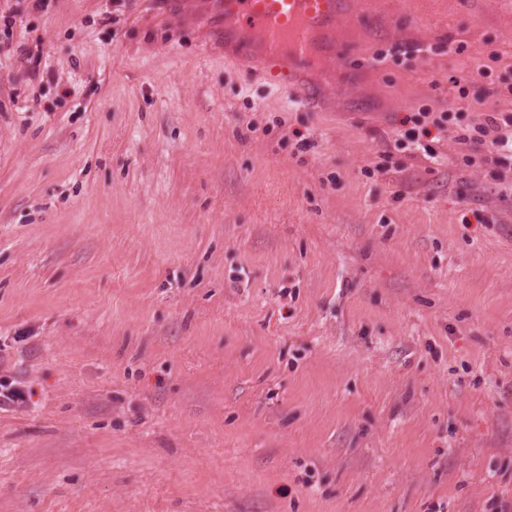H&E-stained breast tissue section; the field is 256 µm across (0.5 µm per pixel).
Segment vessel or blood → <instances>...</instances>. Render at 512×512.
Here are the masks:
<instances>
[{
    "label": "vessel or blood",
    "mask_w": 512,
    "mask_h": 512,
    "mask_svg": "<svg viewBox=\"0 0 512 512\" xmlns=\"http://www.w3.org/2000/svg\"><path fill=\"white\" fill-rule=\"evenodd\" d=\"M213 10L223 20L216 35L223 39L227 57L285 63L286 82L315 108L324 103L321 90L311 81L319 60L335 59L339 83L357 79L343 61L341 20L354 12L378 16L376 0H214Z\"/></svg>",
    "instance_id": "obj_1"
}]
</instances>
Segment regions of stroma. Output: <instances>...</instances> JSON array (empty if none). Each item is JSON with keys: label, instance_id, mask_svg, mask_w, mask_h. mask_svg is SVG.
<instances>
[{"label": "stroma", "instance_id": "1", "mask_svg": "<svg viewBox=\"0 0 512 512\" xmlns=\"http://www.w3.org/2000/svg\"><path fill=\"white\" fill-rule=\"evenodd\" d=\"M210 9L0 0V512H512V0L345 21L320 110ZM432 112H416L412 114L405 115L402 120L403 125H407L411 123L414 125L412 129L418 128L417 133L411 134V138L414 139L412 143L417 144V150H422L423 156L427 159H436V151L430 144L434 140V138L426 141L425 143L421 142L423 137H429L431 134V130L429 126H433L436 129H440L444 126V122L447 120L448 115L446 113H440L439 116H432ZM474 131L479 133L478 137L462 135L458 138L460 144H473L483 146L490 156L485 159L491 160L495 165L505 166L509 160L512 166V113L491 112L478 119ZM502 152H509V155ZM27 394L20 383L9 380L7 377L0 378V409L21 408L26 405Z\"/></svg>", "mask_w": 512, "mask_h": 512}]
</instances>
